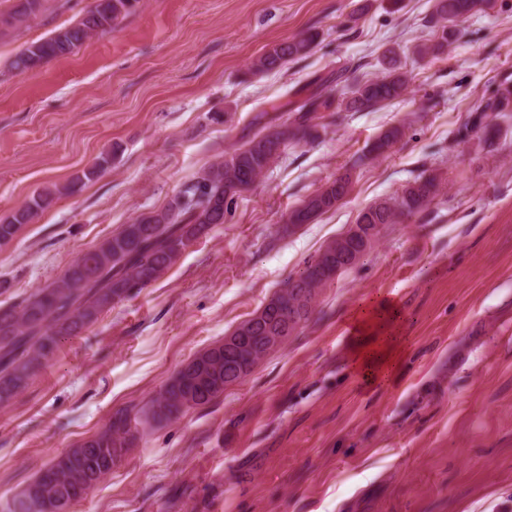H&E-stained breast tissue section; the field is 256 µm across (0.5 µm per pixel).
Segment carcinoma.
Returning a JSON list of instances; mask_svg holds the SVG:
<instances>
[{
  "label": "carcinoma",
  "mask_w": 512,
  "mask_h": 512,
  "mask_svg": "<svg viewBox=\"0 0 512 512\" xmlns=\"http://www.w3.org/2000/svg\"><path fill=\"white\" fill-rule=\"evenodd\" d=\"M138 2L94 0L77 23L23 45L15 53L12 67L23 72L72 54L91 35L112 31ZM490 2L433 0L423 23L437 34V40L416 46V53L425 58L442 52L456 35L457 22L484 12ZM40 7L41 0H20L18 9L1 18L0 24L24 23L36 17ZM313 43L314 35L309 33L279 43L255 60L253 72L276 70L304 57ZM407 85V73L392 57L381 75L348 87L349 107L360 111L380 106L399 98ZM325 106L326 100L314 94L291 110L283 123L261 126L242 146L224 152L189 179L162 208L137 215L84 252L59 282L38 289L18 304L0 305V406L8 405L54 356L60 337L76 336L95 325L104 311L160 279L191 242L224 223L235 200L278 161L287 145L316 140L317 112ZM489 112H512V85L501 84L493 97L472 111L463 131H481L485 140H490L494 128L486 122ZM402 136V127L388 128L371 144L368 155L374 159L385 155ZM111 162L110 155L100 157L66 190L99 177ZM440 185L441 174L426 169L399 195L362 209L355 223L307 262L301 273L288 277L266 305L224 340L183 365L152 399L150 418L157 423L171 422L189 408L211 405L225 389L245 380L262 359L309 320L317 292L338 274L357 266L383 226L427 210ZM351 188L349 172L326 182L292 208L285 223H311L335 208ZM55 199L51 190L34 193L0 221V244L10 242ZM135 421L137 417L128 409L113 412L102 430L56 456L27 484L13 500L10 512H69L134 446Z\"/></svg>",
  "instance_id": "cac0c4a2"
}]
</instances>
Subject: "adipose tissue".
Segmentation results:
<instances>
[{
    "label": "adipose tissue",
    "instance_id": "adipose-tissue-1",
    "mask_svg": "<svg viewBox=\"0 0 512 512\" xmlns=\"http://www.w3.org/2000/svg\"><path fill=\"white\" fill-rule=\"evenodd\" d=\"M401 321L399 308L384 297L351 313L352 365L368 385H377L399 368L406 351Z\"/></svg>",
    "mask_w": 512,
    "mask_h": 512
}]
</instances>
